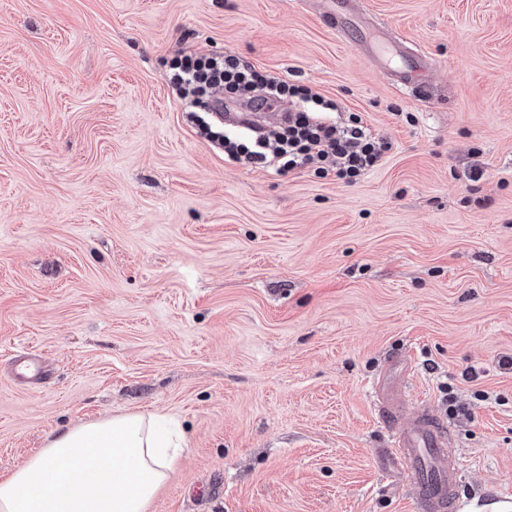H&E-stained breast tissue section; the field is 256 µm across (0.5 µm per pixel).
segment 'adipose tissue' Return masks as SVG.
I'll return each instance as SVG.
<instances>
[{
    "label": "adipose tissue",
    "instance_id": "adipose-tissue-1",
    "mask_svg": "<svg viewBox=\"0 0 512 512\" xmlns=\"http://www.w3.org/2000/svg\"><path fill=\"white\" fill-rule=\"evenodd\" d=\"M168 420L120 413L56 432L41 452L0 475V512H148L185 445Z\"/></svg>",
    "mask_w": 512,
    "mask_h": 512
}]
</instances>
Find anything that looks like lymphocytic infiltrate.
Listing matches in <instances>:
<instances>
[{"instance_id":"f902f5d3","label":"lymphocytic infiltrate","mask_w":512,"mask_h":512,"mask_svg":"<svg viewBox=\"0 0 512 512\" xmlns=\"http://www.w3.org/2000/svg\"><path fill=\"white\" fill-rule=\"evenodd\" d=\"M168 81L177 91L188 121L224 150L226 161L276 172L313 171L317 177H336L351 184L376 169L391 143H377L361 115L350 114L337 124L331 114L335 101L313 89L296 85L261 70L234 54L221 57L184 55L175 61ZM223 86L233 97L261 89L259 110L287 104L281 130L259 133L248 127L213 131L211 113L194 97L199 86Z\"/></svg>"}]
</instances>
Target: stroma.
<instances>
[{"instance_id": "1", "label": "stroma", "mask_w": 512, "mask_h": 512, "mask_svg": "<svg viewBox=\"0 0 512 512\" xmlns=\"http://www.w3.org/2000/svg\"><path fill=\"white\" fill-rule=\"evenodd\" d=\"M434 64L401 86L307 0H0V474L57 430L159 411L150 512H418L374 380L451 429L476 512L512 491V0H363ZM230 52L360 114L357 182L225 161L167 74ZM479 180H470L473 170ZM14 374L19 379L42 381L47 372L41 361L31 355H17L15 357Z\"/></svg>"}]
</instances>
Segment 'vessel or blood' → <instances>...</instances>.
Returning <instances> with one entry per match:
<instances>
[{
  "label": "vessel or blood",
  "mask_w": 512,
  "mask_h": 512,
  "mask_svg": "<svg viewBox=\"0 0 512 512\" xmlns=\"http://www.w3.org/2000/svg\"><path fill=\"white\" fill-rule=\"evenodd\" d=\"M355 0H324L323 14L327 23L346 40L359 44L375 60H382L378 40L365 30L357 19ZM214 112H227L234 123L255 124L257 119L275 123L282 120L279 112L257 115L250 106L213 100ZM404 361L394 358L387 361L377 384V409L380 417L391 425L394 442L387 454L397 464L406 466L418 477L417 505L421 512H471L469 499L462 492V480L456 467L437 469V460L445 458L447 429L432 414L420 411L415 416H405L399 403L401 385L395 375ZM14 374L19 379L43 380L47 372L41 361L31 355L15 358Z\"/></svg>",
  "instance_id": "b4317fda"
}]
</instances>
